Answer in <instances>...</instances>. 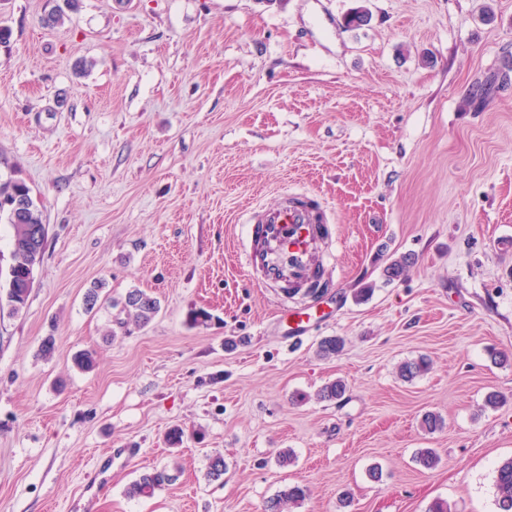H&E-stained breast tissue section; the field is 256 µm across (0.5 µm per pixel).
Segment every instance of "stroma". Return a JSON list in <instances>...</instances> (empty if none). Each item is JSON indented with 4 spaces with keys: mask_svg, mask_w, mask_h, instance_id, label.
I'll list each match as a JSON object with an SVG mask.
<instances>
[{
    "mask_svg": "<svg viewBox=\"0 0 512 512\" xmlns=\"http://www.w3.org/2000/svg\"><path fill=\"white\" fill-rule=\"evenodd\" d=\"M54 4L0 0V178L28 183L48 229L26 307L0 315V512H263L297 484L296 512H497L512 0H79L45 25ZM359 7L368 23L346 28ZM285 189L334 215L332 287L300 342L306 291L257 287L239 259V213ZM133 288L161 310L116 332ZM329 336L344 347L325 358ZM422 355L431 370L402 380ZM338 379L343 400L318 399ZM154 468L172 482L129 497Z\"/></svg>",
    "mask_w": 512,
    "mask_h": 512,
    "instance_id": "stroma-1",
    "label": "stroma"
}]
</instances>
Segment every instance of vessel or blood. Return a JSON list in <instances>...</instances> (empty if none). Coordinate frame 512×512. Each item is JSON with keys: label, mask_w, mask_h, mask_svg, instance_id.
<instances>
[{"label": "vessel or blood", "mask_w": 512, "mask_h": 512, "mask_svg": "<svg viewBox=\"0 0 512 512\" xmlns=\"http://www.w3.org/2000/svg\"><path fill=\"white\" fill-rule=\"evenodd\" d=\"M243 261L262 288H325L316 262L332 235V216L311 194L287 190L276 205L245 212Z\"/></svg>", "instance_id": "obj_1"}]
</instances>
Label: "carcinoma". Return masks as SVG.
<instances>
[{
	"instance_id": "cac0c4a2",
	"label": "carcinoma",
	"mask_w": 512,
	"mask_h": 512,
	"mask_svg": "<svg viewBox=\"0 0 512 512\" xmlns=\"http://www.w3.org/2000/svg\"><path fill=\"white\" fill-rule=\"evenodd\" d=\"M10 199L11 205H0V217H5L11 225L12 248L7 279L0 295V312L7 309L15 314L28 302L33 270L43 258L47 240L32 245L29 243V229L43 224L42 210L32 196L30 186L22 179L9 178L0 181V197ZM122 311L127 318L119 322L126 330L133 325L145 327L160 311V302L147 293L135 289L126 294ZM431 368L425 357L408 360L400 365V377L411 381ZM346 393V385L340 380L323 386L317 393L321 400H340ZM173 480V476L164 470H152L142 473L128 489V495L137 498H149L164 484ZM496 506L498 512H512V458L502 462L496 469L495 480ZM307 496V489L300 485L288 486L279 491L276 497L268 500L264 512H291L301 505Z\"/></svg>"
}]
</instances>
